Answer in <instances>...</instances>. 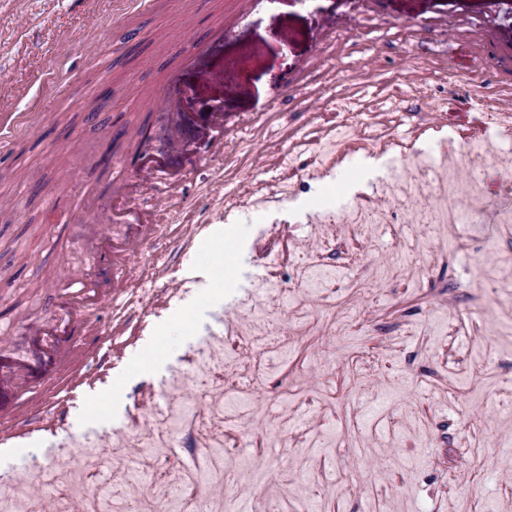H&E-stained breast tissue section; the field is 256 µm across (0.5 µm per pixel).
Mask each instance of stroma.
<instances>
[{
    "label": "stroma",
    "mask_w": 512,
    "mask_h": 512,
    "mask_svg": "<svg viewBox=\"0 0 512 512\" xmlns=\"http://www.w3.org/2000/svg\"><path fill=\"white\" fill-rule=\"evenodd\" d=\"M117 11L120 0H0V113L25 115L0 150V327L16 328L0 337V367L40 380L51 366L43 332L63 328L65 290L106 277L86 220L112 244L141 239L148 273L129 301L146 328L114 334L107 308L92 318V336L111 335L125 384L100 415L79 408L74 421L112 441L50 456L35 444L0 460V494L41 512V486L15 483L36 471L64 512H163L149 488L159 464L138 451L153 399L168 395L196 405L166 461L197 498L223 493L225 469L243 462L232 492L244 512H512V458L498 453L512 441V189L490 173L473 220L438 233L406 223L401 208L366 234L337 225L329 252L318 220L347 213L412 160L358 153L312 178L311 155L288 153L335 123L341 102L384 112L388 91L441 65L456 80L430 90L450 109L410 98L405 124L423 154L465 152L476 130L470 76L512 94V0H155L116 23ZM97 55L108 71L91 65ZM168 82L179 95L163 110L152 95ZM142 139L162 170L138 161ZM104 154L131 172L128 221L114 217L126 191L110 187ZM88 172L99 179L91 218L49 224L48 205L70 200ZM160 174L172 185L165 199ZM226 199L232 273L188 333L174 320L202 302L203 286L179 268L209 256L178 253L139 226L177 224L183 205L205 215ZM297 252L331 264L334 299L301 286ZM272 288L286 297L273 320L284 351L266 366L243 324ZM219 323L224 352L255 383L245 393L217 384L205 397L195 383L213 369L207 333ZM216 407L233 414L242 446L203 441ZM117 452L138 457L136 487L94 495Z\"/></svg>",
    "instance_id": "1"
}]
</instances>
